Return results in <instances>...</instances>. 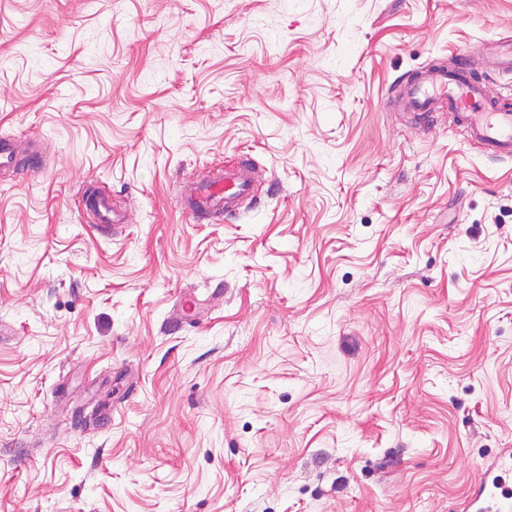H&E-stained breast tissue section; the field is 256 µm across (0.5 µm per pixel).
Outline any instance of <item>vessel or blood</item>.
Segmentation results:
<instances>
[{"mask_svg":"<svg viewBox=\"0 0 512 512\" xmlns=\"http://www.w3.org/2000/svg\"><path fill=\"white\" fill-rule=\"evenodd\" d=\"M496 53L503 69L512 71V42H479L455 59L453 65H430L401 84L398 100L411 112L427 117L437 105H446L455 124L468 138L480 144L490 157L512 158V103L491 92L486 82L476 76L474 63L484 54ZM13 171L16 177L28 178L40 173L44 165L34 155L22 154L12 139L0 138V169ZM254 169L247 162L212 166L200 180L187 184L181 205L195 217L220 222L236 213L240 199L251 194ZM82 213L91 216L98 232L104 233L118 221L110 197L81 192L78 197ZM492 502L494 512H512V494L496 492L487 481H480L470 500L480 506Z\"/></svg>","mask_w":512,"mask_h":512,"instance_id":"b4317fda","label":"vessel or blood"}]
</instances>
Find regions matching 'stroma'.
Masks as SVG:
<instances>
[{
  "mask_svg": "<svg viewBox=\"0 0 512 512\" xmlns=\"http://www.w3.org/2000/svg\"><path fill=\"white\" fill-rule=\"evenodd\" d=\"M508 36L512 0H0V137L47 160L0 174V512H464L512 448V160L389 99ZM218 157L255 194L195 220ZM78 204L82 214H87L94 219L96 230L104 234L120 221L114 213L112 198L104 195H93L83 190L78 197Z\"/></svg>",
  "mask_w": 512,
  "mask_h": 512,
  "instance_id": "1",
  "label": "stroma"
}]
</instances>
